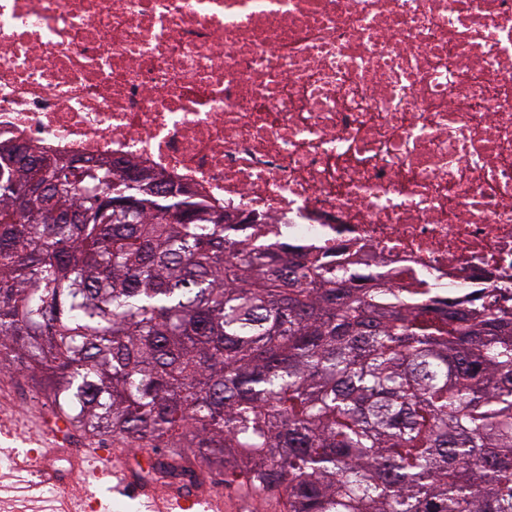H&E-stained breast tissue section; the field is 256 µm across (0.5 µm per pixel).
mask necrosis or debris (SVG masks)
I'll return each instance as SVG.
<instances>
[{"mask_svg":"<svg viewBox=\"0 0 512 512\" xmlns=\"http://www.w3.org/2000/svg\"><path fill=\"white\" fill-rule=\"evenodd\" d=\"M4 141L512 309V0H0Z\"/></svg>","mask_w":512,"mask_h":512,"instance_id":"1","label":"necrosis or debris"}]
</instances>
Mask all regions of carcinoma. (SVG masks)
I'll return each instance as SVG.
<instances>
[{
    "instance_id": "1",
    "label": "carcinoma",
    "mask_w": 512,
    "mask_h": 512,
    "mask_svg": "<svg viewBox=\"0 0 512 512\" xmlns=\"http://www.w3.org/2000/svg\"><path fill=\"white\" fill-rule=\"evenodd\" d=\"M32 168L0 158V363L69 426L280 512H512V314L416 305L125 170Z\"/></svg>"
}]
</instances>
